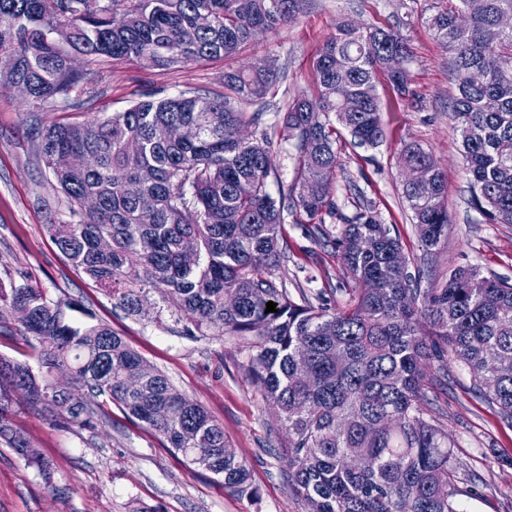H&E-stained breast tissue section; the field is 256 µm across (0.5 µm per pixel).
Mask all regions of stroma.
<instances>
[{"instance_id":"stroma-1","label":"stroma","mask_w":512,"mask_h":512,"mask_svg":"<svg viewBox=\"0 0 512 512\" xmlns=\"http://www.w3.org/2000/svg\"><path fill=\"white\" fill-rule=\"evenodd\" d=\"M437 0H310L298 18L260 34L236 56L181 66H144L102 56L79 55L76 68L86 90L63 103L26 105L12 89L0 90V281L25 276L53 298L75 300L82 312L109 325L131 347L162 371L173 386L200 403L224 428V439L251 470L252 494L226 487L223 476L186 467L165 441L112 409L107 423L92 429L53 427L17 408L14 421L38 455L55 467V488H47L15 451L0 444V512H310L288 476V430L279 410L262 396L245 372L248 353L230 337L193 336L188 320L172 315L158 293H150L140 314L127 315L113 297L76 270L57 249L46 225L68 220L64 195L53 189L51 174L36 153L33 122H82L122 112L142 99L195 91L212 98L224 94V74L259 62L275 61L280 78L259 125L248 132L271 139L274 172L271 195L294 182L297 153L282 140L281 119L295 97L315 96L317 54L337 19L350 18L401 32L409 48V93L399 96L385 78L376 81L385 136L375 148L353 145L338 131L335 214L322 224L337 232L341 215L371 205L423 271L422 287H442L451 269L474 265L512 281V224H488L468 204V176L460 136L448 112L457 75L446 48L424 23ZM414 141L430 151L448 174V240L424 258L412 213L402 194L399 153ZM288 243L282 273L292 296L306 294L333 308L346 307L354 282L331 243L286 216ZM469 370L454 364L444 385L431 396L454 442L460 464L464 512H512V427L497 407L472 389Z\"/></svg>"}]
</instances>
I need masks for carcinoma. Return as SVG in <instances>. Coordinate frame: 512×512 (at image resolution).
I'll return each mask as SVG.
<instances>
[{
  "mask_svg": "<svg viewBox=\"0 0 512 512\" xmlns=\"http://www.w3.org/2000/svg\"><path fill=\"white\" fill-rule=\"evenodd\" d=\"M306 0H0V88L28 85L29 103L67 101L84 92L72 56L132 59L172 66L229 58L256 34L295 19ZM464 11L469 25L455 14ZM201 12L213 25L197 24ZM512 0H456L425 24L452 55L459 80L449 112L460 133L470 204L490 224H512ZM72 34L53 42L60 24ZM408 47L394 30L336 23L316 60L314 99L293 100L282 138L298 153L295 182L273 197L268 138L237 130L258 122L244 105L267 104L278 70L272 65L224 77V98L201 95L146 99L124 112L80 123L33 127L37 154L65 194L70 220L48 224L70 262L136 313L146 290L189 314L201 336H236L248 349L247 373L278 407L288 427L291 481L311 512H460L448 432L435 415L424 369L461 363L474 389L512 425V283L477 267L452 270L441 288L421 287L410 259L378 214L364 205L330 236L355 280L351 305L297 303L277 274L284 258L285 207L322 235L314 220L334 209L335 116L354 143L383 141L374 79L383 73L406 93ZM485 73L481 85L466 80ZM203 125L199 139L171 142L164 131ZM79 150L89 167L52 169V154ZM401 159L403 194L421 248L430 254L448 235V175L432 154L410 142ZM251 184L244 195L238 184ZM97 196L100 210L81 212ZM278 312H266V303ZM23 279L0 283V331L16 325L38 367L0 355V442L55 488L53 465L36 454L13 423L18 396L54 425L94 428L119 407L159 434L185 462L224 476L250 492V472L224 440V428L112 329L73 325L65 310ZM71 374V390H54L52 373ZM390 426L372 432L380 419Z\"/></svg>",
  "mask_w": 512,
  "mask_h": 512,
  "instance_id": "obj_1",
  "label": "carcinoma"
}]
</instances>
